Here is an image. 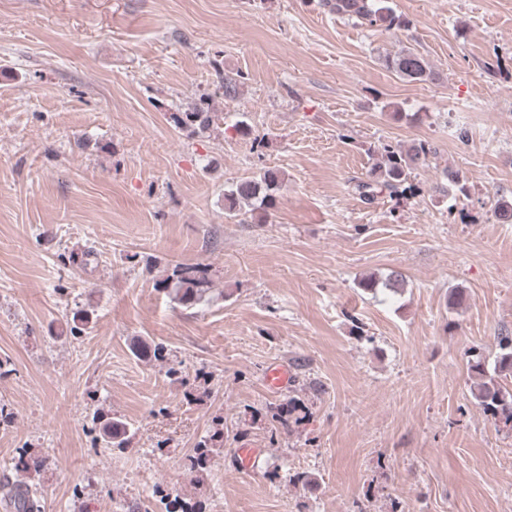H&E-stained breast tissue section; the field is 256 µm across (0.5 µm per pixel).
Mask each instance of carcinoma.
<instances>
[{
    "mask_svg": "<svg viewBox=\"0 0 512 512\" xmlns=\"http://www.w3.org/2000/svg\"><path fill=\"white\" fill-rule=\"evenodd\" d=\"M323 8L341 17L356 19L371 27L386 29L399 27L400 16L386 5V0H321ZM388 68L399 76L410 80L434 78L427 62L413 51H403L394 57L385 59ZM216 113L202 106H194L190 112H176L171 120L177 127L196 126L207 129L214 124ZM436 154L435 148L425 140L412 142L405 149L387 146L384 148L383 163L373 169L372 177L359 182L355 190L359 196L372 201L381 195L390 197L406 195L414 191L413 185L407 182L408 176L416 169L425 166L430 157ZM280 188V177L277 172L267 169L262 175L237 181L224 190V211L229 216H238L244 206L258 205V209L267 211L274 206L275 193ZM495 217L503 224H512V198L502 197L497 200L494 208ZM404 279L401 273L391 272L382 284L369 280L361 284L366 290H377V287L397 293L401 290ZM163 286L170 298L182 306H195L201 303L211 288L208 267L205 265L176 266L164 281ZM93 311L80 308L73 312L69 334L72 337L82 335L91 321ZM469 374L472 380L471 394L483 409L495 421L512 426V388L506 387L504 380L512 379V336H502L499 340V353L493 366H488L483 354L475 349L470 351ZM96 435L93 444L103 443L114 448H122L128 441L129 425L109 413L97 412L93 419ZM214 451L213 440L201 442L194 455L188 459L191 470L203 469L211 461ZM4 490L13 512H41L40 502L30 493L29 486L24 482H5L0 486Z\"/></svg>",
    "mask_w": 512,
    "mask_h": 512,
    "instance_id": "cac0c4a2",
    "label": "carcinoma"
}]
</instances>
